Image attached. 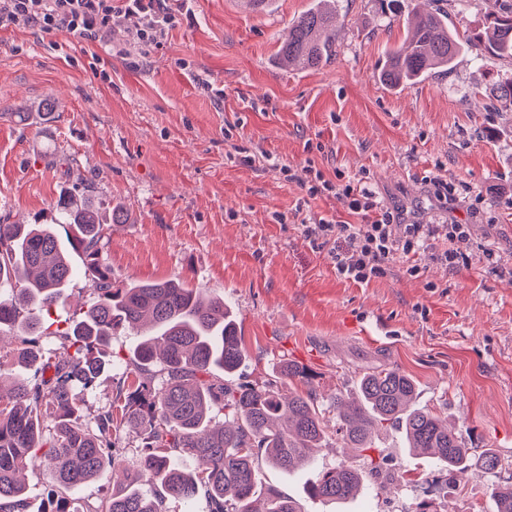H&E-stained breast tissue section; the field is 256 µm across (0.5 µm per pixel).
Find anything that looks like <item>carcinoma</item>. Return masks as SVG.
Segmentation results:
<instances>
[{
    "instance_id": "1",
    "label": "carcinoma",
    "mask_w": 512,
    "mask_h": 512,
    "mask_svg": "<svg viewBox=\"0 0 512 512\" xmlns=\"http://www.w3.org/2000/svg\"><path fill=\"white\" fill-rule=\"evenodd\" d=\"M336 14L314 4L293 19L275 63L294 70H316L336 55L327 31ZM409 34L386 56L378 74L389 89L422 79L434 69L451 68L465 51L481 61L512 60V7L479 29H448L436 10L408 19ZM50 224H0V343L6 330L23 334L12 350L32 375L16 374L9 397L0 395V512H27L28 472L40 457L57 471L45 512H77L66 492L123 467V483L87 512H163L167 498L207 499L209 512H302L299 503L274 490L266 507L252 506L261 483L259 456L283 471L311 463L326 435L325 413L336 417V433L346 448H372V434L383 424L404 431L409 448L430 455L454 480L467 467L461 435L428 409L415 405L413 380L395 369L364 373L357 381L359 399L336 397L327 407L317 395L280 393L276 381L262 385L226 383L244 359L235 320L224 300L182 281L121 284L99 256L104 222L90 200L70 195L57 204ZM66 233L69 249L82 258V275L93 299L69 328L46 333L43 317L65 301L77 276L54 226ZM149 324L152 342L137 345L132 387L119 393L121 403L92 422L84 420V398L106 366L108 341L119 329ZM224 423L213 428L216 414ZM137 428L142 451L136 464L124 465L113 434L120 426ZM199 466L186 470L180 456ZM500 459L485 449L476 465L487 472ZM365 481L364 471L339 465L318 472L311 495L346 501ZM149 483L160 491L148 495ZM497 512H512V486L492 489Z\"/></svg>"
}]
</instances>
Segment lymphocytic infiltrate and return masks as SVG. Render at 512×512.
<instances>
[{
  "label": "lymphocytic infiltrate",
  "mask_w": 512,
  "mask_h": 512,
  "mask_svg": "<svg viewBox=\"0 0 512 512\" xmlns=\"http://www.w3.org/2000/svg\"><path fill=\"white\" fill-rule=\"evenodd\" d=\"M127 20L141 46L158 45L175 21L165 0H0V24L23 26L44 33H68L90 43L105 44L114 19ZM334 192L351 221L320 218L304 227L306 237L336 240L337 274L359 284L384 272L395 253L410 255L432 239L465 237L464 224H399L390 208L362 180L339 185L323 181L311 185L310 195Z\"/></svg>",
  "instance_id": "lymphocytic-infiltrate-1"
}]
</instances>
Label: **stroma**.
Returning <instances> with one entry per match:
<instances>
[{"mask_svg":"<svg viewBox=\"0 0 512 512\" xmlns=\"http://www.w3.org/2000/svg\"><path fill=\"white\" fill-rule=\"evenodd\" d=\"M313 0H185L160 46L140 50L115 21L109 45L0 27V224H46L63 193L88 197L109 223L101 258L125 284L183 280L223 297L245 359L233 379L274 380L281 393L355 396L363 372L396 369L416 385L418 406L447 417L472 454L496 450L491 473L471 467L439 492L438 468L410 453L386 426L374 448L344 447L335 426L311 468L261 464L263 488L302 512H496L491 489L512 485V107H494L512 61L483 65L465 52L398 91L377 70L398 44L378 0H339L336 55L318 70L274 64L289 22ZM504 0H436L456 29L481 28ZM54 99L43 121L35 112ZM28 107L29 119L18 110ZM324 179L367 181L388 207L416 220L465 224L456 269L397 254L366 284L337 276L333 243L303 226L346 219ZM454 188L442 207L430 176ZM418 273H410L411 263ZM138 336L111 337L112 363L84 395L86 421L110 408L132 366ZM307 378L280 373L282 361ZM379 474L353 500L309 496L316 472L338 464Z\"/></svg>","mask_w":512,"mask_h":512,"instance_id":"1","label":"stroma"}]
</instances>
